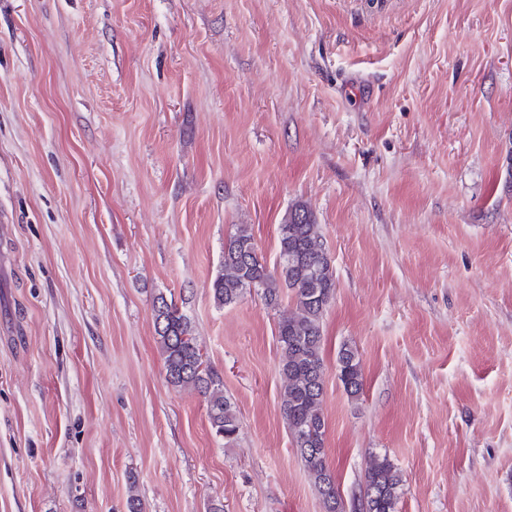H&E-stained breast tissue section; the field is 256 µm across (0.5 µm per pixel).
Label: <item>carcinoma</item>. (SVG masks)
I'll return each instance as SVG.
<instances>
[{"instance_id": "1", "label": "carcinoma", "mask_w": 512, "mask_h": 512, "mask_svg": "<svg viewBox=\"0 0 512 512\" xmlns=\"http://www.w3.org/2000/svg\"><path fill=\"white\" fill-rule=\"evenodd\" d=\"M279 274L260 260L254 237L245 224L224 244V259L212 282L215 301L236 302L258 288L270 306L281 290L291 292L292 309L278 323L280 372L285 380L283 413L294 447L313 479L325 512H343L342 497L325 448L323 413L325 366L322 320L333 296L335 275L312 214L304 208L288 212L280 228ZM154 328L166 369L175 387L193 386L207 397L208 417L216 435L232 439L239 430L235 407L194 342L190 320L160 296L154 304ZM336 376L353 400L363 393L364 377L357 354L344 346L338 353ZM402 476L385 455L370 459L360 502L363 512H397Z\"/></svg>"}]
</instances>
